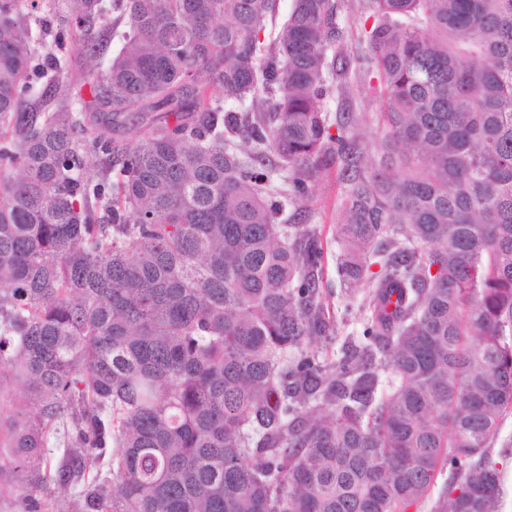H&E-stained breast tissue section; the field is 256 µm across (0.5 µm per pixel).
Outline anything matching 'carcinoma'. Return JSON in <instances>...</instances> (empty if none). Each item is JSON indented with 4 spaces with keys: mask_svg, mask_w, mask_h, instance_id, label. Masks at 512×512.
<instances>
[{
    "mask_svg": "<svg viewBox=\"0 0 512 512\" xmlns=\"http://www.w3.org/2000/svg\"><path fill=\"white\" fill-rule=\"evenodd\" d=\"M275 7L0 0V484L22 480L17 512H51L52 486L70 512H408L446 464L436 512H497L512 0H292L270 24ZM52 15L89 43L111 21L89 101L62 36L29 47ZM366 86L373 144L351 111ZM101 106L137 120L129 141ZM329 169L361 325L344 338L306 219Z\"/></svg>",
    "mask_w": 512,
    "mask_h": 512,
    "instance_id": "1",
    "label": "carcinoma"
}]
</instances>
